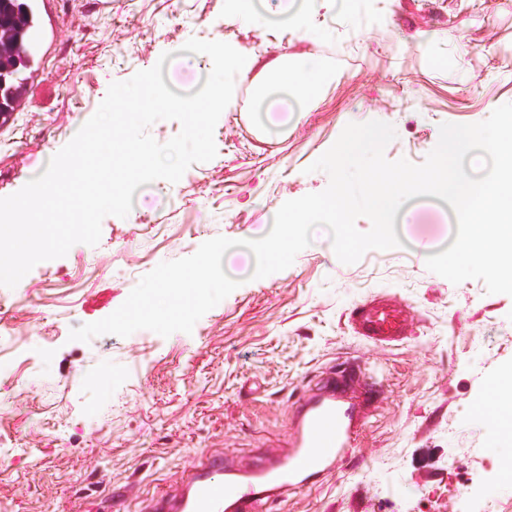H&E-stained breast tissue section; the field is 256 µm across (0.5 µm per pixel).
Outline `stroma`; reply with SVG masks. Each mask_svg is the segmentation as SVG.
Here are the masks:
<instances>
[{
    "label": "stroma",
    "instance_id": "obj_1",
    "mask_svg": "<svg viewBox=\"0 0 512 512\" xmlns=\"http://www.w3.org/2000/svg\"><path fill=\"white\" fill-rule=\"evenodd\" d=\"M52 45L19 110L0 125V197L19 191L97 110L112 82L153 67L190 38L254 42L259 61L329 64L313 103L252 112L236 80L214 131L216 157L177 183L137 190L98 245L76 244L9 289L0 286V512H99L129 484L166 490L209 451L250 456L284 440L309 380L344 361L376 370L385 398L350 456L276 512H512L496 475L498 380L512 369V296L452 284L425 260L457 233L451 206L418 196L398 210L400 247L338 260L326 229L287 269L253 279L240 242L265 236L289 200L326 189L309 166L351 122L391 124L388 160L422 163L444 123L472 124L512 102V0H344L304 30L244 20L228 0H55ZM237 240L223 269L241 285L194 326L73 341L159 263L214 237ZM385 294L409 303L414 331L392 346L359 341L347 314Z\"/></svg>",
    "mask_w": 512,
    "mask_h": 512
}]
</instances>
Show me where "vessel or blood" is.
I'll return each mask as SVG.
<instances>
[{"instance_id": "b4317fda", "label": "vessel or blood", "mask_w": 512, "mask_h": 512, "mask_svg": "<svg viewBox=\"0 0 512 512\" xmlns=\"http://www.w3.org/2000/svg\"><path fill=\"white\" fill-rule=\"evenodd\" d=\"M415 315L404 301L374 297L354 306V334L376 346L402 342ZM383 382L369 368L340 363L299 399L286 446L263 449L240 464L221 453L201 457L141 512H270L288 493L314 486L342 462L371 417Z\"/></svg>"}]
</instances>
